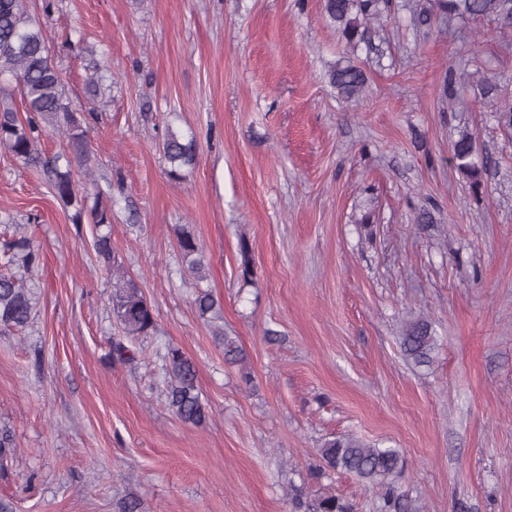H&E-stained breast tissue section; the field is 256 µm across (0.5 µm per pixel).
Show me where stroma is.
<instances>
[{
  "label": "stroma",
  "instance_id": "1",
  "mask_svg": "<svg viewBox=\"0 0 512 512\" xmlns=\"http://www.w3.org/2000/svg\"><path fill=\"white\" fill-rule=\"evenodd\" d=\"M407 2L367 25L354 107L326 78L345 45L322 0H24L74 106L108 71L91 165L73 171L111 196L112 261L156 329L131 341L135 361L113 359L123 333L92 225L0 150V244L33 219L41 256L32 322L0 329V432L16 448L0 497L15 512H123L132 498L139 512H291L292 484L379 512L355 475L319 473L339 436L402 451L411 512H512V138L491 102L461 110L443 94L449 59L469 53L512 94V37L482 19L416 29ZM170 130L198 143L177 180L159 149ZM463 130L492 159L478 195L448 163ZM184 230L245 366L196 313ZM415 313L442 339L427 367L397 339ZM171 346L196 365L202 426L168 407ZM177 245L187 270L194 276L197 282L206 280V264L203 246L197 238L187 230L182 231L177 237Z\"/></svg>",
  "mask_w": 512,
  "mask_h": 512
}]
</instances>
